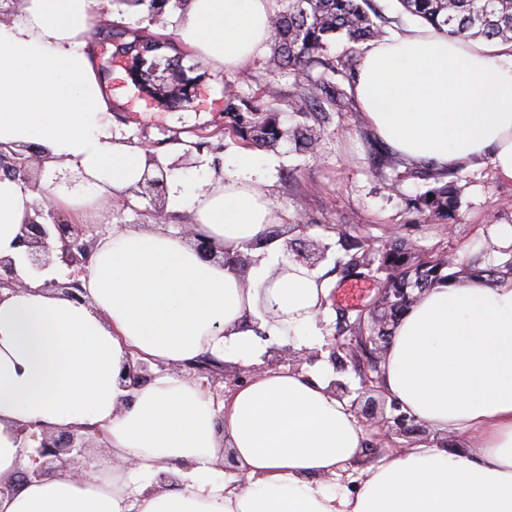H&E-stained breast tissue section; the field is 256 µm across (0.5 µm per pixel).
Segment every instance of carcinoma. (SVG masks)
<instances>
[{"label":"carcinoma","mask_w":512,"mask_h":512,"mask_svg":"<svg viewBox=\"0 0 512 512\" xmlns=\"http://www.w3.org/2000/svg\"><path fill=\"white\" fill-rule=\"evenodd\" d=\"M374 0H283L282 9L272 19L271 38L274 46L271 73L288 72L295 79V102L303 105L313 121L293 129L280 126L278 103L270 89L262 90L253 102H244L245 109L234 105V98L225 102L224 110L236 112L233 124L226 127L242 145L253 148H271L288 138L295 148L310 151L314 138L329 122L330 113L347 108L346 92L331 84L329 76L336 74L350 80L357 71L359 59L350 53L337 59L327 57L331 40L342 37L358 45L384 36L382 15L373 5ZM405 12L450 36L461 39L498 40L512 43V0H399ZM318 66L327 69V75L313 82L310 71ZM380 164L399 177H425L434 186L416 199L414 209L427 219L448 223L457 209V196L452 185L444 181L445 174L433 173L426 167L403 157L384 155ZM404 171H399V168ZM345 250L355 251V262L369 266L379 265L372 272L385 274L387 288H428L443 275L438 255L426 258L411 254L405 243L385 245L371 259L364 255L365 245L358 237L344 238ZM475 277L493 281L512 275V261L497 267H479V262L468 263Z\"/></svg>","instance_id":"1"}]
</instances>
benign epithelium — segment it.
<instances>
[{"label":"benign epithelium","instance_id":"1","mask_svg":"<svg viewBox=\"0 0 512 512\" xmlns=\"http://www.w3.org/2000/svg\"><path fill=\"white\" fill-rule=\"evenodd\" d=\"M150 161L154 165L155 174H144L137 186L131 188L129 193L149 202L145 212L156 223H165L171 218L167 212L168 186L167 176L179 168V164H163L154 154H149ZM42 163L43 157L34 147L14 150L9 146L0 145V171L18 178L24 182L27 169L32 162ZM179 234L189 239L196 252L204 260L225 259L239 268L252 264V258L247 255H238L234 258H224V252L218 250L211 239L201 231L196 224L178 225ZM19 245L26 247V259L30 267L35 271H42L55 262L64 265L69 273L65 280H48L44 287L60 293L63 296L85 304L87 299L81 288L79 275L83 273L86 265L94 252L96 236L84 237V233L77 225L69 223L66 215L58 212L53 207L39 208L35 216L21 227V235L18 238ZM329 247L314 240L302 242H288L283 251V260L274 270V275H279L287 269L288 263H298L309 269H314L320 262L327 258ZM25 287L23 280L17 275L14 260L10 257L0 258V290L7 288L16 292ZM390 289L382 288L378 297L369 310L368 316H360L354 326V336L348 343L334 342L326 344L323 349L303 348L296 350L290 346L278 347L273 345L268 348L262 357L263 363L242 366L225 362H212L211 357L202 356L196 360L184 364L189 374L206 379L209 388L219 396H224L223 384L240 387L251 382L261 373L274 369L283 362H288L295 372H302L305 363L312 364L322 358V350L330 351V360L336 361V351L353 350L359 344L371 347V361L369 372L363 375L362 396L351 402L353 411L364 426L378 430V435L385 436L395 433L399 436L426 433V425L417 419L389 418L379 410V402L373 394L382 392L381 389V363L384 359L390 337L386 333L391 331L389 323L392 319ZM152 377V372L147 363L137 361L129 362L128 368L121 377L124 387L135 388ZM98 447L93 437L82 434L77 428H58L54 430L44 429L41 441L37 448L30 454L34 467L24 473L22 479H42L54 474L56 471L69 468L80 473L84 462L94 457L92 449Z\"/></svg>","mask_w":512,"mask_h":512}]
</instances>
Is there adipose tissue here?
<instances>
[{"label": "adipose tissue", "instance_id": "1", "mask_svg": "<svg viewBox=\"0 0 512 512\" xmlns=\"http://www.w3.org/2000/svg\"><path fill=\"white\" fill-rule=\"evenodd\" d=\"M106 0H25L0 22V144L38 148V188L0 174V257L25 290L0 294V476L25 469L18 424L84 427L107 445L82 477L60 470L22 483L0 512H512V276L441 279L396 321L381 385L431 430L470 432L465 454L418 447L362 466L348 495L330 487L360 464L366 435L328 381L269 370L223 402L180 364L208 355L261 363L266 346L246 328L313 347L330 294L316 273L275 275L265 241L274 214L261 166L237 155L224 173L169 184L173 209L225 254H250L246 271L209 262L173 230L99 234L81 277L87 304L45 290L65 266L31 270L17 237L36 206L102 224L107 203L148 168L144 147L112 135V102L87 36ZM278 0H186L178 39L214 68L235 71L267 49ZM354 90L361 113L391 150L455 169L489 160L512 180V43L463 41L416 28L374 43ZM152 378L122 387L129 360ZM232 455L233 472L221 467ZM178 486L156 492L154 475Z\"/></svg>", "mask_w": 512, "mask_h": 512}]
</instances>
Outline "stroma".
<instances>
[{
    "label": "stroma",
    "mask_w": 512,
    "mask_h": 512,
    "mask_svg": "<svg viewBox=\"0 0 512 512\" xmlns=\"http://www.w3.org/2000/svg\"><path fill=\"white\" fill-rule=\"evenodd\" d=\"M177 12H166L163 25L153 23L146 9L113 6L88 35V46L99 63L112 94V131L130 142L151 146L162 163L175 161L204 143L203 152L191 154L192 167L177 174L194 182L215 164H228L238 155V141L225 137L230 118L222 104L226 94L247 99L269 81H276L282 99L279 120L283 127L302 124L288 106L294 79L272 75V53L253 59L245 68L225 73L186 50L174 30ZM384 143L362 120L361 112L332 116L316 151L297 152L283 140L271 150L260 149L257 161L267 174L270 195L289 221H302L307 238L330 243L325 261L317 267L331 293L322 316L326 335L340 333L345 319L374 302L382 283L368 277L347 276L341 230H349L373 247L388 240L410 241L425 249L456 255L458 260L481 258L483 266H498L512 259V247L498 238L496 227L512 225V180L501 178L487 160L456 172L458 210L449 230L423 221L410 202L430 187L428 181L393 180L390 172L374 169L372 159ZM367 351L337 362L321 359L303 365L309 375L337 378L350 392L361 388Z\"/></svg>",
    "instance_id": "35a3bbf8"
}]
</instances>
